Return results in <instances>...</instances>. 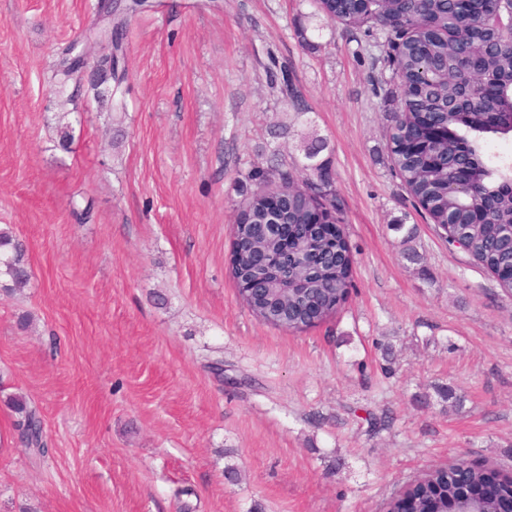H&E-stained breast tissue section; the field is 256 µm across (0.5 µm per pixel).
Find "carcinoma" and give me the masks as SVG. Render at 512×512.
<instances>
[{
	"label": "carcinoma",
	"instance_id": "obj_1",
	"mask_svg": "<svg viewBox=\"0 0 512 512\" xmlns=\"http://www.w3.org/2000/svg\"><path fill=\"white\" fill-rule=\"evenodd\" d=\"M318 15L327 22L360 28L382 24L393 17L400 27L389 31L387 61L396 86L390 115L388 140L391 163L405 187L424 203L429 219L443 231L448 245L461 242L466 253L490 273L512 268V191L506 182L512 168L484 160V147L490 135L512 133V92L500 97L482 94V81L461 69L462 56L474 45L486 57L487 76L512 81V33L487 30L476 12H464L455 0H428L420 9L416 0H367L361 6L354 0H316ZM147 7L144 0H133L127 11L109 19L104 28L93 23L83 42L74 41L57 64L49 90L64 107L72 101L66 95L68 83L76 74L79 49L99 63L100 80L93 83L97 96L101 84L112 80L108 90L115 95L126 78V51L123 32L128 18ZM282 100L298 101L299 93L287 76L273 81ZM475 96L473 112L451 109L463 93ZM446 129L438 138L424 137L410 155L396 152L394 145L403 129L419 117ZM323 144L312 140L304 145L299 171L275 169L254 171L249 179L256 188L245 198L244 221L236 232L243 245L233 250L231 273L239 285L243 303L259 321L292 332L319 325L335 316L352 289L353 251L343 231L324 234L310 223L311 213L324 209L337 224L345 223L343 207L333 193L320 195L315 182L326 184L328 165L317 161ZM471 167L475 181L496 196L493 223L485 224L469 209L467 192L452 188L456 168ZM279 197L273 210L269 196ZM281 224L288 236L270 235L265 225ZM256 251L266 253L263 267L254 264ZM288 252L286 293L278 291L281 267L278 258ZM32 277L26 249L9 227L0 228V292L6 296L24 288ZM17 415L18 438L35 455L45 452L44 426L37 409L20 398H12ZM468 474V490L483 489L501 508L512 504V476L487 465L460 462ZM465 495L453 474L434 468L406 482L386 503V512H395L399 502L405 512H451Z\"/></svg>",
	"mask_w": 512,
	"mask_h": 512
}]
</instances>
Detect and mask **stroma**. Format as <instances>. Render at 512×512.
<instances>
[{"mask_svg":"<svg viewBox=\"0 0 512 512\" xmlns=\"http://www.w3.org/2000/svg\"><path fill=\"white\" fill-rule=\"evenodd\" d=\"M161 2L127 24L121 96L82 81L62 120L46 71L96 0H0V226L32 270L0 295V512H383L460 458L512 471V294L390 168L385 32L318 26L309 0ZM272 62L299 107L270 88ZM312 137L353 289L291 333L244 306L233 225L248 173L303 162ZM14 396L39 411L44 455L19 442Z\"/></svg>","mask_w":512,"mask_h":512,"instance_id":"35a3bbf8","label":"stroma"}]
</instances>
